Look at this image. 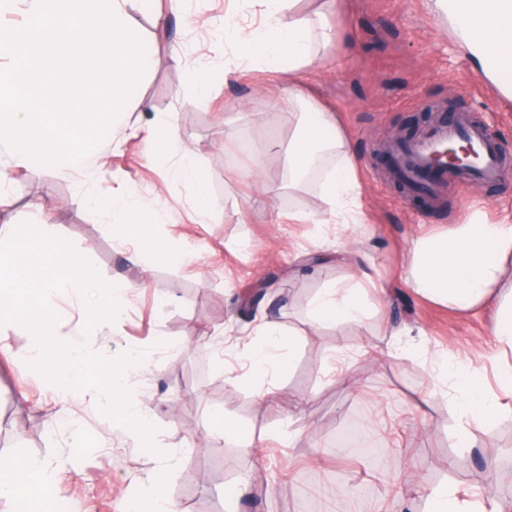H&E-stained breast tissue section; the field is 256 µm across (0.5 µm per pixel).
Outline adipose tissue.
Returning <instances> with one entry per match:
<instances>
[{
	"label": "adipose tissue",
	"instance_id": "adipose-tissue-1",
	"mask_svg": "<svg viewBox=\"0 0 512 512\" xmlns=\"http://www.w3.org/2000/svg\"><path fill=\"white\" fill-rule=\"evenodd\" d=\"M268 22L263 30L233 26L229 32L242 59H258L268 70L279 68L289 59L292 71H300L315 60L316 46L330 45L334 34L323 21L326 8L339 0H320L313 12L298 11V0H259ZM500 0H477L476 7L454 12L451 22L462 40L470 46L473 64L484 68L487 50L512 52V30L494 21ZM273 110L294 114L296 121L288 135L285 162L289 187H298L318 153L332 154L336 162L328 169L322 192L328 200L327 215L294 214L300 224H359L360 182L358 163L351 153L347 138L335 113L296 92L274 99ZM113 224L119 226L126 240L135 246H150L164 258L179 256L180 246L173 240L153 239L146 205L136 194L113 199L110 205ZM409 280L413 288L434 302L467 311L494 299L505 281H512V218L486 222L474 213L452 232L417 240ZM363 281L350 275L335 287L318 295L312 307V319L318 324L356 321L364 313ZM261 340L253 342L242 353L252 372L279 370L276 351L286 345L275 323H265ZM462 396L456 400L459 418L458 439L469 444L476 432L486 431L503 416L497 398L485 388L479 373L470 367L458 372ZM63 473L13 456L0 459V499L10 502L11 512H55L56 499L51 485ZM170 477L168 467L156 468L138 478L139 495L130 506L131 512H176L165 492Z\"/></svg>",
	"mask_w": 512,
	"mask_h": 512
}]
</instances>
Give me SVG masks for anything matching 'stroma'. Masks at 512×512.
Returning a JSON list of instances; mask_svg holds the SVG:
<instances>
[{
    "label": "stroma",
    "instance_id": "stroma-1",
    "mask_svg": "<svg viewBox=\"0 0 512 512\" xmlns=\"http://www.w3.org/2000/svg\"><path fill=\"white\" fill-rule=\"evenodd\" d=\"M431 4L345 0L328 17L337 42L298 76L297 88L312 89L337 113L358 159L364 221L354 227L288 221L289 213L323 215L329 206L319 180L288 186L283 152L293 116L263 118L287 81L261 63L237 60L225 30L229 22L260 28L258 0H144L133 18L154 55L138 89L140 104L85 166L49 173L33 161L12 162L0 148L8 179L0 224L50 225L102 279L131 285L114 320L87 335L78 300L54 295V333L62 342L83 337L88 350L108 358L142 353L132 395L151 409L157 434L156 451L136 447L81 394L68 397L66 426L55 431L57 399L26 357L28 337L10 329L5 341L13 359L0 358V414L27 416L30 427L8 432L0 455L49 469L73 461L52 492L79 512H125L138 493L135 477L163 464L178 512H294L304 502L316 512H347L348 501L333 491L339 481L364 488L373 512H424L426 500L410 492V479L425 493L445 485L512 512V416L463 446L453 403L461 390L437 380L444 365L472 366L512 409V392L496 382L494 309L461 313L408 282L419 237L474 212L488 222L512 214V94L473 68L445 13ZM230 65L237 73L228 79ZM202 76L203 99L196 94ZM448 101L497 134L506 174L493 185L449 179L434 203L391 182L380 150L426 103ZM166 117L179 137L160 153L150 133ZM186 151L206 177L210 208L203 216L193 183L174 174ZM256 158L258 178L249 174ZM130 191L149 203L157 237L180 243L181 257L166 260L146 249L128 260L107 208ZM339 252L364 256L360 268L375 282L365 292L367 315L358 323L318 325L311 319L314 298L351 270L336 262ZM258 286L263 297L245 306ZM268 320L295 337L277 353L283 369L274 406L255 394L262 378L235 388L224 383L225 369H243L241 350ZM215 409L244 430V442L228 446L208 433ZM356 415L371 427L383 465L332 449L337 429ZM79 431L90 446H77ZM244 474L252 479L250 494L226 503Z\"/></svg>",
    "mask_w": 512,
    "mask_h": 512
}]
</instances>
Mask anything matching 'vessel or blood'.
I'll return each instance as SVG.
<instances>
[{"label":"vessel or blood","mask_w":512,"mask_h":512,"mask_svg":"<svg viewBox=\"0 0 512 512\" xmlns=\"http://www.w3.org/2000/svg\"><path fill=\"white\" fill-rule=\"evenodd\" d=\"M457 139L470 141L478 153L476 165L467 174L468 180L493 183L502 178L503 158L488 128L463 115L453 122L434 125L400 146L396 152L397 163L411 182L438 185L444 176L435 169L437 155L445 144Z\"/></svg>","instance_id":"vessel-or-blood-1"}]
</instances>
